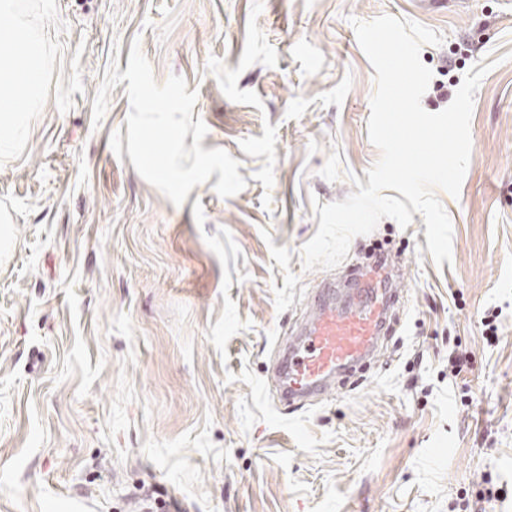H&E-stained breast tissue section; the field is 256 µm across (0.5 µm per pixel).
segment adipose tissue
<instances>
[{
	"instance_id": "1",
	"label": "adipose tissue",
	"mask_w": 512,
	"mask_h": 512,
	"mask_svg": "<svg viewBox=\"0 0 512 512\" xmlns=\"http://www.w3.org/2000/svg\"><path fill=\"white\" fill-rule=\"evenodd\" d=\"M0 42L13 44L27 62L28 74L18 77L12 64L0 63V97L14 100H31L37 95L41 83V69L38 65V43L35 36L24 26L0 28Z\"/></svg>"
}]
</instances>
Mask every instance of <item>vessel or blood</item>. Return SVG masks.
I'll use <instances>...</instances> for the list:
<instances>
[{"mask_svg":"<svg viewBox=\"0 0 512 512\" xmlns=\"http://www.w3.org/2000/svg\"><path fill=\"white\" fill-rule=\"evenodd\" d=\"M371 280L357 303L337 307L335 283L322 284L312 302L313 315L298 336L280 349L272 378L278 401L298 409L353 374L378 352L393 330V308L400 300L394 269L378 261L360 272Z\"/></svg>","mask_w":512,"mask_h":512,"instance_id":"1","label":"vessel or blood"}]
</instances>
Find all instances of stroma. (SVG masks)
<instances>
[{"mask_svg": "<svg viewBox=\"0 0 512 512\" xmlns=\"http://www.w3.org/2000/svg\"><path fill=\"white\" fill-rule=\"evenodd\" d=\"M384 14L443 38L420 51L443 86L425 110L489 67L460 194L436 193L452 258L434 263L416 212L307 271L314 203L380 156L351 21ZM8 20L37 36L42 85L0 155V512H143L148 494L181 512H451L489 481L512 512V0H16ZM135 42L157 83L196 92L201 146L239 161L242 191L219 197L214 174L176 206L145 181L125 84L93 124ZM375 242L400 272L394 334L363 376L287 409L268 368L310 293Z\"/></svg>", "mask_w": 512, "mask_h": 512, "instance_id": "35a3bbf8", "label": "stroma"}]
</instances>
